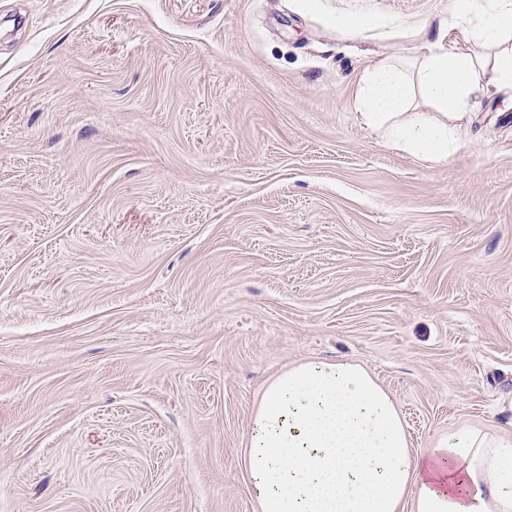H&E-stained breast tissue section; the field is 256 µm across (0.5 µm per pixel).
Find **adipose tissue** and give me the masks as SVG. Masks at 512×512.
Instances as JSON below:
<instances>
[{"instance_id":"adipose-tissue-1","label":"adipose tissue","mask_w":512,"mask_h":512,"mask_svg":"<svg viewBox=\"0 0 512 512\" xmlns=\"http://www.w3.org/2000/svg\"><path fill=\"white\" fill-rule=\"evenodd\" d=\"M453 23L480 51L432 44L405 69L368 68L356 94L363 122L428 161L466 142L472 100L512 86V0H468ZM429 111H414L416 99ZM246 465L261 512H512V433L463 427L414 456L391 395L351 362L299 363L265 387L247 435Z\"/></svg>"}]
</instances>
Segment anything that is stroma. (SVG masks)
Listing matches in <instances>:
<instances>
[{
  "label": "stroma",
  "mask_w": 512,
  "mask_h": 512,
  "mask_svg": "<svg viewBox=\"0 0 512 512\" xmlns=\"http://www.w3.org/2000/svg\"><path fill=\"white\" fill-rule=\"evenodd\" d=\"M454 9L0 0V512H260L246 433L307 360L362 365L416 455L512 425V89L440 162L355 107L472 52Z\"/></svg>",
  "instance_id": "1"
}]
</instances>
